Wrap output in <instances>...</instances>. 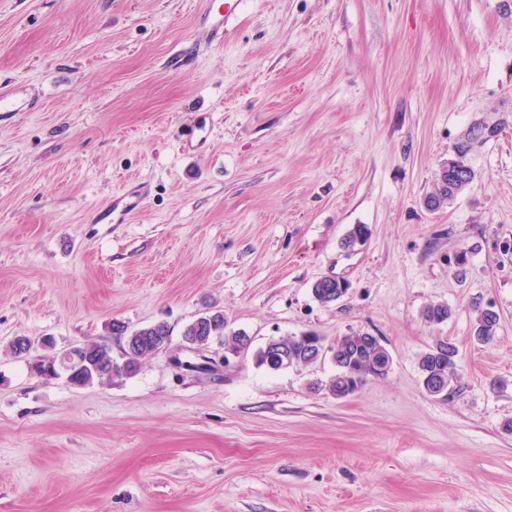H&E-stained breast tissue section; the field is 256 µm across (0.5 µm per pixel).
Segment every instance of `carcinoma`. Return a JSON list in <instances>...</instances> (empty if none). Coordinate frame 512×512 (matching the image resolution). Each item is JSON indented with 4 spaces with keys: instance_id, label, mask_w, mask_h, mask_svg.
I'll list each match as a JSON object with an SVG mask.
<instances>
[{
    "instance_id": "obj_1",
    "label": "carcinoma",
    "mask_w": 512,
    "mask_h": 512,
    "mask_svg": "<svg viewBox=\"0 0 512 512\" xmlns=\"http://www.w3.org/2000/svg\"><path fill=\"white\" fill-rule=\"evenodd\" d=\"M462 164L464 161L460 155L442 164L438 180L446 183V187L433 197V208L437 209L448 203L473 183L471 178L461 182L452 176V168ZM475 313L477 336L488 343L493 339V331L499 321L498 314L489 308L479 306L476 307ZM133 335L141 337L142 344L137 352L124 353L120 361L112 357V349L104 344H85L83 383L93 385L97 382L110 381L114 376L135 374L144 358L167 345L171 332L166 323L156 322L133 331ZM183 339L200 347L216 342L226 348H233L249 339V336L241 330H229L224 313L216 311L205 313L201 315V320L195 319L189 323L183 331ZM314 340H319V336L303 334L272 338L267 345L254 353L255 365L271 371L306 365L310 363V342ZM443 346L448 348V354L440 355L428 351L419 358L421 378L428 382L433 379L442 380L447 386L456 389L460 381L458 348L450 341L438 343V347ZM329 350L333 354L336 374L330 378L325 389L338 399L348 397V393L360 388L369 379H379L388 375L386 371L377 370L382 364L381 358L386 347L379 338L368 333L342 336L329 346Z\"/></svg>"
}]
</instances>
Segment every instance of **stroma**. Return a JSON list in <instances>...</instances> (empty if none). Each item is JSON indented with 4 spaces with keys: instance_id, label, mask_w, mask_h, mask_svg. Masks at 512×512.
<instances>
[{
    "instance_id": "35a3bbf8",
    "label": "stroma",
    "mask_w": 512,
    "mask_h": 512,
    "mask_svg": "<svg viewBox=\"0 0 512 512\" xmlns=\"http://www.w3.org/2000/svg\"><path fill=\"white\" fill-rule=\"evenodd\" d=\"M204 2L0 0V92L35 104L0 112V512H512V0H240L220 43ZM476 128L473 183L428 209ZM210 309L393 365L343 400L328 358L226 366L182 339ZM157 321L133 376L30 373ZM442 339L445 398L418 370ZM475 308L477 336L483 342L489 343L493 339V331L499 321L498 314L489 308H481L477 303ZM443 346L448 348L446 355L437 354V352H426L419 358V370L422 383L426 384L435 379L446 382L447 386L458 388L460 381L459 367L457 363L458 348L450 341H440L438 347L441 350ZM448 352V354H447Z\"/></svg>"
}]
</instances>
